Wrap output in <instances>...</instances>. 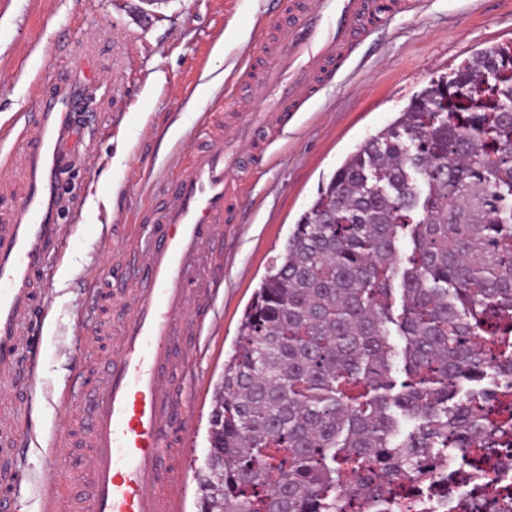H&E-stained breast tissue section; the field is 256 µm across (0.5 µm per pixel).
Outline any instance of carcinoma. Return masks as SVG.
<instances>
[{"instance_id":"1","label":"carcinoma","mask_w":512,"mask_h":512,"mask_svg":"<svg viewBox=\"0 0 512 512\" xmlns=\"http://www.w3.org/2000/svg\"><path fill=\"white\" fill-rule=\"evenodd\" d=\"M511 99L512 44L496 46L318 189L224 362L207 512L405 500L443 451L472 454L471 476L512 447Z\"/></svg>"}]
</instances>
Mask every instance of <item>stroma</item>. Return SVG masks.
<instances>
[{
	"label": "stroma",
	"mask_w": 512,
	"mask_h": 512,
	"mask_svg": "<svg viewBox=\"0 0 512 512\" xmlns=\"http://www.w3.org/2000/svg\"><path fill=\"white\" fill-rule=\"evenodd\" d=\"M277 0H0V123L35 120L44 104L70 90L79 104L60 144L53 204L67 232L65 257L49 265L40 305L45 323L26 327L34 352L30 402L16 409L30 434L18 449L16 512H43L39 488L49 469L45 439L70 433L79 398L59 395L75 368L95 379L110 346L88 336L77 313L97 307L111 323L112 278L123 257L113 225L142 234L138 211L173 179L207 112L226 109L237 75L264 55L261 29ZM512 43V0H421L360 47L364 57L346 82L332 81L296 114L287 135L266 148L244 182L242 201L217 246L222 315L199 338V351L176 366L193 380L181 450L180 512H200L194 471L207 452L213 391L237 339V326L269 259L346 157L391 122L434 75L471 55ZM217 89L207 84L215 77ZM13 166L0 172V224L15 220L27 193L23 141L8 140Z\"/></svg>",
	"instance_id": "obj_1"
}]
</instances>
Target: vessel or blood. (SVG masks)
Here are the masks:
<instances>
[{
	"label": "vessel or blood",
	"instance_id": "b4317fda",
	"mask_svg": "<svg viewBox=\"0 0 512 512\" xmlns=\"http://www.w3.org/2000/svg\"><path fill=\"white\" fill-rule=\"evenodd\" d=\"M415 0H281L261 36L267 62L245 66L241 84L257 83L244 112L225 129L195 144L190 161L141 217L145 237L131 241L137 259L114 284L118 349L92 386L84 387L81 440L50 436L54 466L76 469L88 487L59 492L41 486L44 512H179L182 471L169 449L177 431L183 388L171 371L186 333H200L205 310L222 286L205 279L224 236V223L241 202L237 177L250 151L267 134L283 133L291 114L305 111L326 81L347 77L353 53L376 27L413 8ZM72 96L49 100L27 142L29 191L21 213L0 224V392L20 385L23 329L37 310L41 274L62 259V225L53 221L59 142L68 130ZM20 434L11 411L0 412V512H15L13 480Z\"/></svg>",
	"mask_w": 512,
	"mask_h": 512
}]
</instances>
